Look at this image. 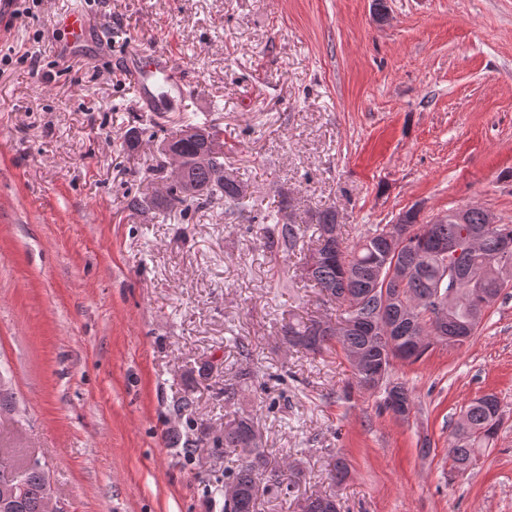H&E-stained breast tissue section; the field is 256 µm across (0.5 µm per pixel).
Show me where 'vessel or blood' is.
<instances>
[{
    "label": "vessel or blood",
    "mask_w": 512,
    "mask_h": 512,
    "mask_svg": "<svg viewBox=\"0 0 512 512\" xmlns=\"http://www.w3.org/2000/svg\"><path fill=\"white\" fill-rule=\"evenodd\" d=\"M51 23L67 33L66 41L55 47L57 54L79 53L88 47L92 30L82 11L63 8ZM126 63L144 111L170 112L182 101L190 79L173 50L139 47L127 54Z\"/></svg>",
    "instance_id": "1"
}]
</instances>
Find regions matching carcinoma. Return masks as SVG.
<instances>
[{"instance_id": "1", "label": "carcinoma", "mask_w": 512, "mask_h": 512, "mask_svg": "<svg viewBox=\"0 0 512 512\" xmlns=\"http://www.w3.org/2000/svg\"><path fill=\"white\" fill-rule=\"evenodd\" d=\"M165 146H176L186 159L187 178L200 185H207V191L198 197L184 195V187L179 183L168 186L161 204L173 209L182 208L186 212L191 207H204L224 204L225 212L237 219L253 223L252 209L246 203L248 185L233 176L220 184L211 183V166H201L197 157L202 144L185 137V131L165 141ZM419 211L411 208L399 214V219L409 229L408 237L402 242L398 254L400 265L411 271L408 281L394 285L421 306L422 332L424 338L420 348L410 346V336L403 332H384L383 318L395 322L398 309L391 305L383 307L382 291L375 290V274L389 249L382 237L383 228L363 236L354 246L344 245L339 236L328 235L331 226H337L338 214L334 208H326L312 216L315 221L314 245L304 255L303 267L311 268L304 274L308 284L319 290L324 301L341 310V328L327 325L325 320H310L307 323L290 322L284 326V337L293 347L314 354L340 344L347 357L361 353L365 359L364 368L355 372L358 386L369 388L367 372L385 368L390 370L394 359L415 362L422 358L434 344L443 343V337L457 335L459 328L470 323L474 313L488 308L486 293L491 298L499 296L502 286L486 282L481 286L472 285L462 279L456 288V302L444 316L435 314L432 297L440 271L435 249L437 242L457 235L459 224L453 214L448 220L438 224L418 223ZM482 209H466L467 223L483 228L482 239L472 254L462 258L463 272L487 261L512 266V252L504 254L501 243L512 240V224H486ZM305 230L290 218L281 224L264 228L266 249L288 250L297 247ZM500 423L499 409L489 408L476 401L465 406L461 419L448 442V459L453 467L464 472L480 448L489 445L497 433ZM224 447L239 452L240 463L234 468H224V486H230L234 494L224 499V512H257L259 486L262 483L277 482L278 475L267 470L264 449L255 429L254 420L248 415H240L224 423L221 438ZM14 465L24 470L25 491L12 503L10 512H45L47 481L45 472L27 470L25 461L15 457ZM299 512H338L336 495L312 492L298 504Z\"/></svg>"}]
</instances>
